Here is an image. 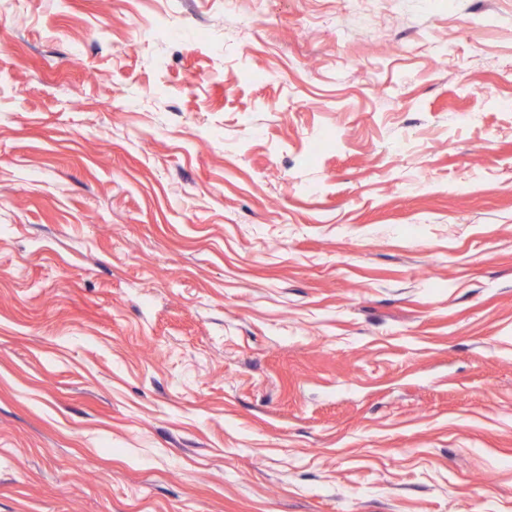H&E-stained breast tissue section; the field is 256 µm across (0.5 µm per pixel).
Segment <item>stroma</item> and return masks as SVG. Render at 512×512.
<instances>
[{"label": "stroma", "mask_w": 512, "mask_h": 512, "mask_svg": "<svg viewBox=\"0 0 512 512\" xmlns=\"http://www.w3.org/2000/svg\"><path fill=\"white\" fill-rule=\"evenodd\" d=\"M512 0L0 9V512H512Z\"/></svg>", "instance_id": "1"}]
</instances>
